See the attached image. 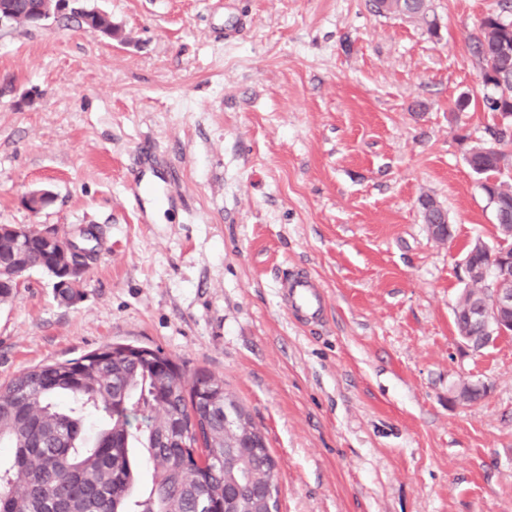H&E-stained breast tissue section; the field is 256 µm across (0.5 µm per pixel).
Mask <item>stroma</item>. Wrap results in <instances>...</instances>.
<instances>
[{"label":"stroma","instance_id":"35a3bbf8","mask_svg":"<svg viewBox=\"0 0 512 512\" xmlns=\"http://www.w3.org/2000/svg\"><path fill=\"white\" fill-rule=\"evenodd\" d=\"M497 3L426 0L425 24L369 0H79L117 37L67 12L0 27V224L102 231L79 302L38 271L0 302V385L159 348L248 408L279 512H512V337L474 352L453 323L463 247L497 236L464 160L495 122L469 36ZM296 269L321 324L280 298ZM464 381L485 395L454 401Z\"/></svg>","mask_w":512,"mask_h":512}]
</instances>
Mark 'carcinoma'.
Returning a JSON list of instances; mask_svg holds the SVG:
<instances>
[{"mask_svg":"<svg viewBox=\"0 0 512 512\" xmlns=\"http://www.w3.org/2000/svg\"><path fill=\"white\" fill-rule=\"evenodd\" d=\"M36 0H0V23L37 24ZM380 11L426 18L425 0H375ZM79 15L91 29L110 37L112 21L95 10ZM481 64L482 83L494 94L485 98L492 112L512 113V64L496 62L512 50V19L486 15L471 37ZM490 141L469 150L475 174L495 173V149L512 143V127L493 126ZM493 202L496 223L512 225V183L481 185ZM37 228L22 246L0 243V275L20 278L43 267L47 257ZM482 293L463 290L458 318ZM126 344H110L78 359L38 365L0 385V448L10 462L0 464V512H215L224 490L243 482L253 468L266 475L254 493L250 512H268L267 485L277 486L275 461L250 412L238 404L247 435L239 443L235 468L224 471V400L234 399L224 381L198 369L192 375L162 351L137 363ZM103 426L93 441L85 437L86 418ZM144 451L150 482L138 491L139 471L132 456ZM211 458L203 467L187 463L196 449Z\"/></svg>","mask_w":512,"mask_h":512,"instance_id":"1","label":"carcinoma"}]
</instances>
